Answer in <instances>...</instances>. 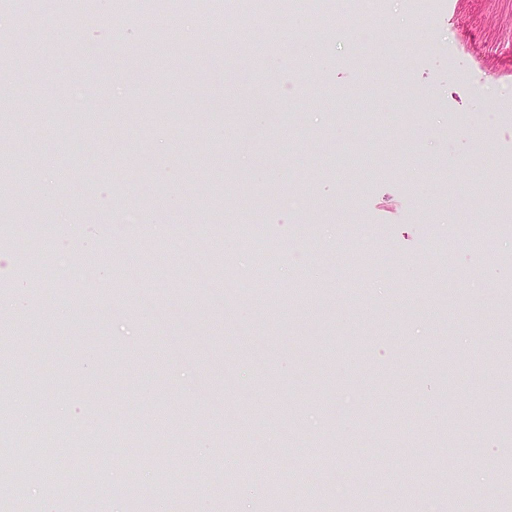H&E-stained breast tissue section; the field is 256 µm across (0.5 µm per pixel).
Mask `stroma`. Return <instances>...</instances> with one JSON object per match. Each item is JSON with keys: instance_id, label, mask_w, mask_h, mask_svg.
<instances>
[{"instance_id": "1", "label": "stroma", "mask_w": 512, "mask_h": 512, "mask_svg": "<svg viewBox=\"0 0 512 512\" xmlns=\"http://www.w3.org/2000/svg\"><path fill=\"white\" fill-rule=\"evenodd\" d=\"M37 2L38 32L0 30L14 108L0 143L18 146L0 187L33 183L8 235L47 261L25 276L0 265V342L37 346L35 366L15 364L11 422L68 437L27 457L59 488L0 473V496L61 512L88 481L81 512H450L447 446L469 481L496 483L512 448V428L487 427L512 412V0H381L380 29L357 0H295L272 29L230 0L162 18L136 0L119 19L104 0L64 17ZM102 40L110 54L95 53ZM85 82L96 106L72 112L62 90ZM78 140L95 154L77 155ZM161 208L165 232L125 221ZM139 243L159 248L150 268L117 275ZM201 262L216 267L206 283ZM174 344L186 363L169 361ZM143 408L164 465L119 442L76 472L84 439L138 425ZM255 422L288 455L240 448ZM418 462L429 486L411 484ZM269 468L302 478L310 502L280 503L257 477Z\"/></svg>"}]
</instances>
